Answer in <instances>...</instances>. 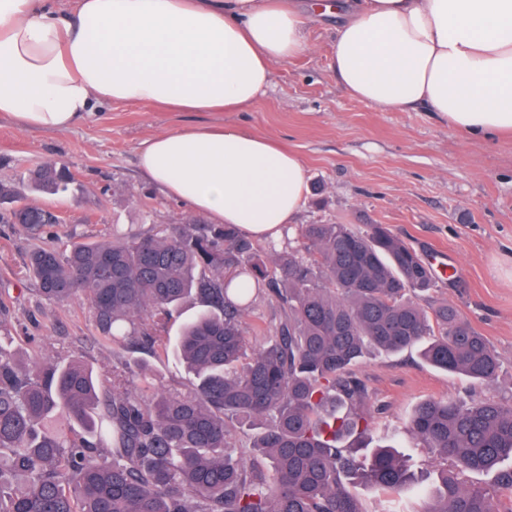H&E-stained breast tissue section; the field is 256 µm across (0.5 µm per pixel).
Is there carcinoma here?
I'll list each match as a JSON object with an SVG mask.
<instances>
[{"mask_svg":"<svg viewBox=\"0 0 512 512\" xmlns=\"http://www.w3.org/2000/svg\"><path fill=\"white\" fill-rule=\"evenodd\" d=\"M72 175L45 163L0 182V204L33 249L39 293L90 304L104 344L157 332L189 296L203 311L175 344L195 376L189 392L148 398L79 362L21 365L0 340V512H366L363 484L415 512H512V403L423 399L405 430L372 433L371 397L356 367L372 351L422 347L436 369L478 385L497 383L501 359L459 311L423 307L435 277L384 224H307L301 243L268 262L232 224L191 217L126 239L60 241L58 223L23 201L22 188L58 195ZM274 307V330L249 345L246 319L258 297ZM258 431L248 447L269 471L246 465L237 425ZM404 435L431 448L435 482L384 444ZM495 474V488L465 486L454 472Z\"/></svg>","mask_w":512,"mask_h":512,"instance_id":"cac0c4a2","label":"carcinoma"}]
</instances>
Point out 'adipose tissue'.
I'll return each mask as SVG.
<instances>
[{
  "instance_id": "ef3b65f1",
  "label": "adipose tissue",
  "mask_w": 512,
  "mask_h": 512,
  "mask_svg": "<svg viewBox=\"0 0 512 512\" xmlns=\"http://www.w3.org/2000/svg\"><path fill=\"white\" fill-rule=\"evenodd\" d=\"M330 15V67L359 101L425 105L475 137L512 131V0H0V117L66 132L112 103L235 112ZM138 164L166 196L260 240L294 224L307 190L296 153L236 127L155 134Z\"/></svg>"
}]
</instances>
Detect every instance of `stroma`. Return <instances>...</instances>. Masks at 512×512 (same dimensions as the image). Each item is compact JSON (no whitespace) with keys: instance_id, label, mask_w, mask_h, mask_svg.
<instances>
[{"instance_id":"obj_1","label":"stroma","mask_w":512,"mask_h":512,"mask_svg":"<svg viewBox=\"0 0 512 512\" xmlns=\"http://www.w3.org/2000/svg\"><path fill=\"white\" fill-rule=\"evenodd\" d=\"M336 20L311 26V50L276 64L273 87L238 112H171L143 104L105 106L102 119L58 133L22 130L0 119V181L46 162L74 174L61 197L27 194V201L61 213V236L100 242L113 233L134 236L154 224H175L190 209L148 183L137 148L154 134L196 125H233L272 138L296 152L307 169L309 193L286 236L261 241L264 253L296 241L305 224H384L429 262L435 300L455 306L500 355L497 383L484 387L426 364L417 351L372 353L359 369L379 412L372 422L402 426L422 399L467 401L492 395L512 400V135L477 139L449 129L428 107L387 112L357 100L330 67ZM151 197L144 218L137 196ZM35 242L0 223V297L20 362L38 359L89 366L109 380L115 356L135 370L133 389L186 392L194 376L172 343L200 309L186 299L154 350L101 346L88 302L47 300L26 272Z\"/></svg>"}]
</instances>
